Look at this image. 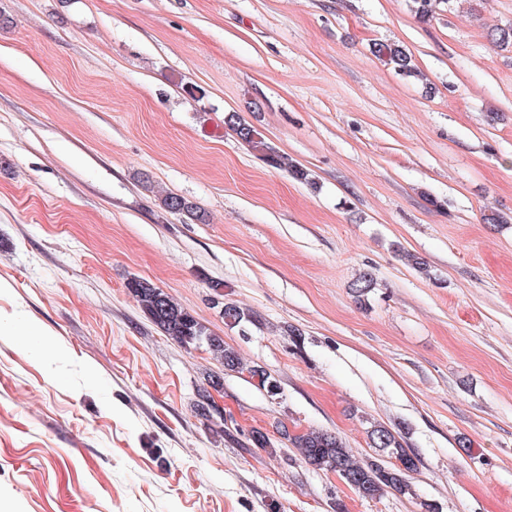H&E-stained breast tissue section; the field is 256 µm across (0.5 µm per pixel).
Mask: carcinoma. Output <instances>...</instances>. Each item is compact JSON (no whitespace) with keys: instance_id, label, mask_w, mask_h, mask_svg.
<instances>
[{"instance_id":"1","label":"carcinoma","mask_w":512,"mask_h":512,"mask_svg":"<svg viewBox=\"0 0 512 512\" xmlns=\"http://www.w3.org/2000/svg\"><path fill=\"white\" fill-rule=\"evenodd\" d=\"M436 5L437 0H412V11L420 20L428 21L433 17ZM374 53L380 60L393 66L400 75L418 76L411 55L402 46L395 43H377L374 45ZM225 123L243 144L258 152L270 167L287 172L292 179L300 183L315 184L309 170L275 150L263 139L256 127L239 115L228 114ZM161 207L170 214L190 215L197 220L203 218L195 204L177 194L163 195ZM396 252L411 268L425 276L429 275L427 263L422 258L401 246L396 247ZM375 285V274L367 270L359 273L352 282L351 289L355 296L360 298L375 288ZM126 288L145 316L165 335L186 348L206 347L213 358L224 365L226 371L244 369V363L237 351L226 345L222 337L200 322L163 289L138 277L129 279ZM209 288L215 293L213 304L222 308L225 324L231 327H244L258 323L255 317L236 303L219 301V297L223 296V283L213 281ZM248 372L258 378V388L268 397L274 398L280 394V384L264 369L253 366L248 368ZM282 435L287 437L306 464L318 470L335 473L364 499H376L391 490L401 495L413 494L408 476L417 470L419 459L406 448L402 436L390 428L377 425L370 433L373 447L387 457L396 459L395 463L387 466L374 461L357 460L339 436L323 429H310L292 437L285 430Z\"/></svg>"}]
</instances>
